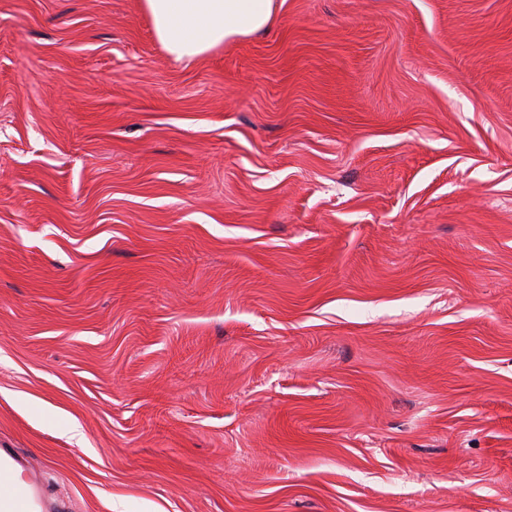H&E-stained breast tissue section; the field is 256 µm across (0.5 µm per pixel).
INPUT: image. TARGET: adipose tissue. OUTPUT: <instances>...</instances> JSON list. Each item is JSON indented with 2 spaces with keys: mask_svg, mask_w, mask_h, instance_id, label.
Returning a JSON list of instances; mask_svg holds the SVG:
<instances>
[{
  "mask_svg": "<svg viewBox=\"0 0 512 512\" xmlns=\"http://www.w3.org/2000/svg\"><path fill=\"white\" fill-rule=\"evenodd\" d=\"M163 49L196 59L238 38L271 28L276 0H141Z\"/></svg>",
  "mask_w": 512,
  "mask_h": 512,
  "instance_id": "obj_1",
  "label": "adipose tissue"
}]
</instances>
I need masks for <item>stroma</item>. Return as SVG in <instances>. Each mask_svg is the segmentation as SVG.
I'll return each instance as SVG.
<instances>
[{
  "instance_id": "stroma-1",
  "label": "stroma",
  "mask_w": 512,
  "mask_h": 512,
  "mask_svg": "<svg viewBox=\"0 0 512 512\" xmlns=\"http://www.w3.org/2000/svg\"><path fill=\"white\" fill-rule=\"evenodd\" d=\"M0 450L55 512H512V0H0ZM155 38L176 59H196L276 20V0H141Z\"/></svg>"
}]
</instances>
